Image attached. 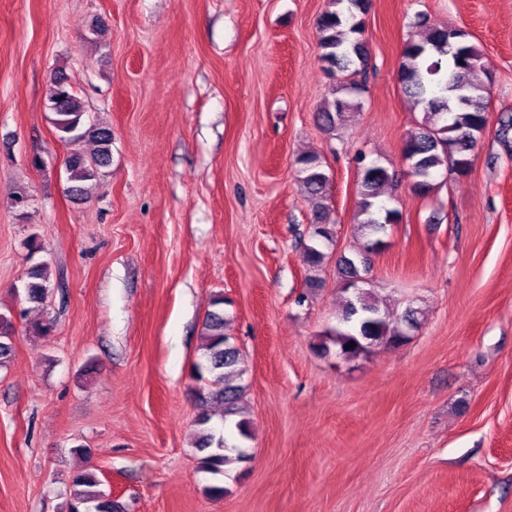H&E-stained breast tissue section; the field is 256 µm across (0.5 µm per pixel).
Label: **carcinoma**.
I'll return each mask as SVG.
<instances>
[{
  "label": "carcinoma",
  "instance_id": "cac0c4a2",
  "mask_svg": "<svg viewBox=\"0 0 512 512\" xmlns=\"http://www.w3.org/2000/svg\"><path fill=\"white\" fill-rule=\"evenodd\" d=\"M369 5L370 0H329L319 21L320 60L331 75L343 78L339 88L333 90V100L319 113L322 125L330 130L343 123L356 106L352 94L357 85L352 76L367 59L362 15L368 12ZM480 60V49L470 42V33L448 25L432 26L421 40L409 41L404 47L398 84L404 94L422 107V117L405 136L402 156L414 166L413 189L419 195H427L437 188L435 176L442 169L458 176H465L471 170L474 150L489 123L490 80ZM47 109L53 114L52 123L63 142L89 140L95 145L89 155L75 151L64 159L69 193L86 199L100 168L111 159L112 130L101 123L85 126V105L59 70L51 77ZM296 165L312 203L304 256L305 284L315 289L322 286L319 273L330 259L329 249L337 238L328 205L330 176L322 160L313 154L299 156ZM394 179L395 174L387 167L375 161L359 160L356 220L366 245L364 251L336 260V276L345 300L336 324L318 337L316 349L322 355L333 353L345 362H353L368 356L376 347L399 348L421 324L422 312L414 302L395 314L382 306L373 290L366 287L371 271L369 255L385 247L387 230L400 220L399 209L389 208L379 200L380 187ZM49 291V268L38 263L28 272L26 300L41 305ZM224 304L223 295L214 296L212 310L202 325L201 360L193 370L198 409L195 449L199 470L212 477L205 491L214 498L224 496V477L231 466L248 458L247 450L229 443L225 434L236 432L243 439L250 438L248 422L235 419L241 413L240 402L246 393V385L242 383L245 369L240 349L226 334ZM352 342L355 346L348 347ZM12 343V316L0 312V365L9 358ZM214 403L224 406L219 428L211 424L210 407ZM72 487L69 512H124V506L112 493L101 489V481L89 469L74 475Z\"/></svg>",
  "mask_w": 512,
  "mask_h": 512
}]
</instances>
